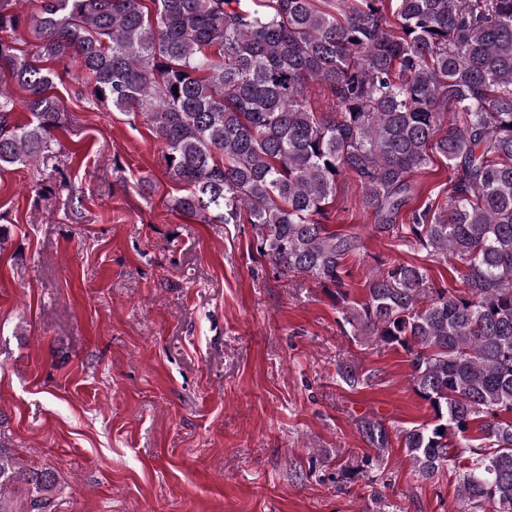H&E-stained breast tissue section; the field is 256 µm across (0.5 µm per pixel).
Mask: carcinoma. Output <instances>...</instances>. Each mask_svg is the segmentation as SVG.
<instances>
[{"instance_id":"cac0c4a2","label":"carcinoma","mask_w":512,"mask_h":512,"mask_svg":"<svg viewBox=\"0 0 512 512\" xmlns=\"http://www.w3.org/2000/svg\"><path fill=\"white\" fill-rule=\"evenodd\" d=\"M325 2L0 0V170L51 151L61 112L40 62L76 63L94 103L144 117L164 145L184 184L172 209L252 225L259 257L336 299L344 333L408 355L432 418L361 421L377 459L394 435L423 480L460 466L461 512H512V0ZM22 29L37 39L30 58L10 40ZM8 81L26 92V123ZM316 85L334 111L315 110ZM437 155L446 204L397 223ZM344 178L377 231L459 261L465 287L431 288L427 268L395 262L350 301L358 236L326 224ZM55 488L51 470L0 447V512H37Z\"/></svg>"}]
</instances>
